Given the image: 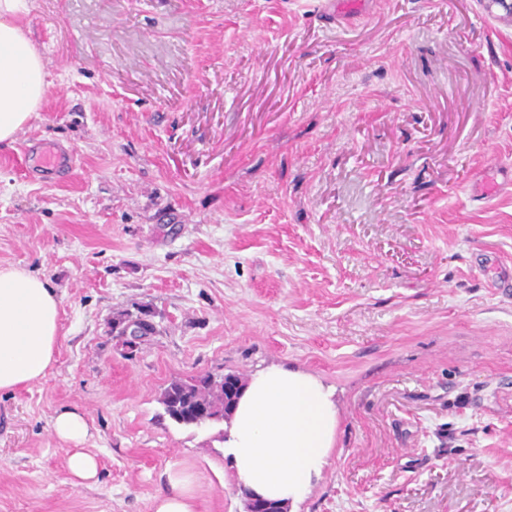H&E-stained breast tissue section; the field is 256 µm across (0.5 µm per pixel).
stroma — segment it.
Segmentation results:
<instances>
[{
	"instance_id": "1",
	"label": "stroma",
	"mask_w": 512,
	"mask_h": 512,
	"mask_svg": "<svg viewBox=\"0 0 512 512\" xmlns=\"http://www.w3.org/2000/svg\"><path fill=\"white\" fill-rule=\"evenodd\" d=\"M31 0L48 95L0 145V263L60 298L0 393V512H151L171 469L243 512L227 423L176 378L317 377L336 438L288 512H512V19L483 0ZM76 155L67 178L26 148ZM146 307L137 345L112 320ZM99 462L68 480L57 410ZM130 324L136 326L138 335L129 336L130 340L125 341L129 345H135L136 340L143 341L157 333V325L152 319L151 311H140V315L127 314L116 318L112 322V333H116V336H125L126 329ZM52 427L59 440L75 444L83 441L89 430L85 415L75 408L58 411L53 418Z\"/></svg>"
}]
</instances>
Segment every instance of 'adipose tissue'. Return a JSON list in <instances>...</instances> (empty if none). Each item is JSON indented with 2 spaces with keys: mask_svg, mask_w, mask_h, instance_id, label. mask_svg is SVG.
Segmentation results:
<instances>
[{
  "mask_svg": "<svg viewBox=\"0 0 512 512\" xmlns=\"http://www.w3.org/2000/svg\"><path fill=\"white\" fill-rule=\"evenodd\" d=\"M30 0H0V143L14 142L47 94L46 67L20 19ZM60 299L50 282L20 265H0V392L44 378L61 340ZM56 437L74 443L72 485L98 477V462L79 444L88 434L75 408L56 413ZM336 433V408L315 377L285 368L256 374L243 391L225 442L239 486L270 501L295 502L325 467ZM199 479L178 470L152 499L151 512H198Z\"/></svg>",
  "mask_w": 512,
  "mask_h": 512,
  "instance_id": "adipose-tissue-1",
  "label": "adipose tissue"
}]
</instances>
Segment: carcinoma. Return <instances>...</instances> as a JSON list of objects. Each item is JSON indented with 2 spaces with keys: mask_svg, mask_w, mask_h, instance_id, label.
Segmentation results:
<instances>
[{
  "mask_svg": "<svg viewBox=\"0 0 512 512\" xmlns=\"http://www.w3.org/2000/svg\"><path fill=\"white\" fill-rule=\"evenodd\" d=\"M131 324L136 326L138 335L130 337L127 341L129 345L157 333V325L149 311L115 319L112 322V332L123 336ZM246 385L247 378L236 372L218 377L207 375L173 380L161 392L160 403L165 414L178 424L199 426L211 421H228Z\"/></svg>",
  "mask_w": 512,
  "mask_h": 512,
  "instance_id": "cac0c4a2",
  "label": "carcinoma"
}]
</instances>
